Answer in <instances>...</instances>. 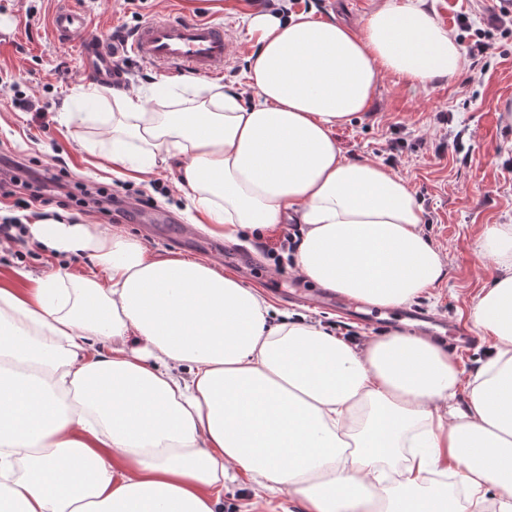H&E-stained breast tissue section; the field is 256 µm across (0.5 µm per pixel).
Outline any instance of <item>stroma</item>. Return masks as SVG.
<instances>
[{"instance_id":"obj_1","label":"stroma","mask_w":512,"mask_h":512,"mask_svg":"<svg viewBox=\"0 0 512 512\" xmlns=\"http://www.w3.org/2000/svg\"><path fill=\"white\" fill-rule=\"evenodd\" d=\"M378 0H308L296 13L321 20L336 19L359 27ZM90 21L89 35L104 37L137 27L141 20L165 14H190L223 26L231 55L221 83L243 86L247 58L253 50L244 17L265 10L267 0H73ZM438 21L454 31L460 46L473 32H484L492 48L487 55L465 57L462 71L450 80L413 85L394 76L384 77L373 100L358 118L338 128L336 142L350 158L382 163L409 185L425 218L426 236L446 257V275L416 299L413 309L472 328L468 310L495 273L492 261L475 241L487 224H512V127L503 125L504 101L512 100V26L494 22L495 0H428ZM61 0H0V28L17 40L0 49V79L15 89L0 90V156L24 154L37 162L62 163L71 181L93 178L120 180L152 197L150 207L139 208L123 220V227L151 252L162 257H193L212 264L223 274H238L274 306L299 312L336 334L379 336L382 327L348 319L335 311L312 308L288 300L281 293L295 281L290 252L280 244L298 225L285 223L262 237H242L237 245L257 256L251 271L236 272L211 252L212 234L189 220V202L171 186L176 171L161 170L139 179L115 173L102 160L99 122L75 123L68 115L79 112L87 93L95 88L81 74L77 42L62 43L52 30V18ZM469 16V29L457 19ZM104 112L112 110L113 89L100 85ZM168 194L154 192V184ZM65 263L78 275L89 272L92 260L71 255L64 260L32 245L24 262L10 247L0 248V285L24 288L30 278ZM223 512H301L287 491L254 493L248 483L224 488Z\"/></svg>"}]
</instances>
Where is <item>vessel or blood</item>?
Segmentation results:
<instances>
[{
    "instance_id": "b4317fda",
    "label": "vessel or blood",
    "mask_w": 512,
    "mask_h": 512,
    "mask_svg": "<svg viewBox=\"0 0 512 512\" xmlns=\"http://www.w3.org/2000/svg\"><path fill=\"white\" fill-rule=\"evenodd\" d=\"M87 28L86 17L70 7L61 9L53 18L59 41L79 40L83 73L97 84L120 81V61L127 56L165 70L206 75L221 74L229 57L223 27L191 15L149 19L123 41L85 38Z\"/></svg>"
}]
</instances>
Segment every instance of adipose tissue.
<instances>
[{
  "instance_id": "adipose-tissue-1",
  "label": "adipose tissue",
  "mask_w": 512,
  "mask_h": 512,
  "mask_svg": "<svg viewBox=\"0 0 512 512\" xmlns=\"http://www.w3.org/2000/svg\"><path fill=\"white\" fill-rule=\"evenodd\" d=\"M246 30L247 90L194 79L113 96L108 160L143 175L180 160L191 221L213 235L300 224L297 274L350 299L396 308L435 287L446 263L409 186L346 159L334 133L383 76L453 78L454 33L427 0H380L357 31L265 12ZM29 231L95 268L0 288V512H218L242 479L303 512H512V224L478 240L496 275L469 308L489 346L468 377L429 336L355 344L272 322L239 278L155 257L118 226Z\"/></svg>"
}]
</instances>
